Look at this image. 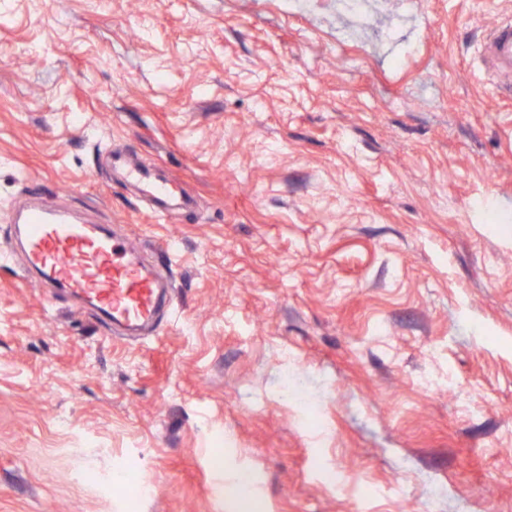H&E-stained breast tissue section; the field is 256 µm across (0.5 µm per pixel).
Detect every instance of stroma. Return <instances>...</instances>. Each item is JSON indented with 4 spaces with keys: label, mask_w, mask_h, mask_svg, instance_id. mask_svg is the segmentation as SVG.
Returning a JSON list of instances; mask_svg holds the SVG:
<instances>
[{
    "label": "stroma",
    "mask_w": 512,
    "mask_h": 512,
    "mask_svg": "<svg viewBox=\"0 0 512 512\" xmlns=\"http://www.w3.org/2000/svg\"><path fill=\"white\" fill-rule=\"evenodd\" d=\"M347 2L0 0V512H512V0ZM33 190L135 237L171 316L24 276ZM487 53L493 60L500 59L503 63L512 65V20L501 21L497 24ZM112 165L120 172L124 184L133 187L141 198L148 201L153 213L160 218L170 217V209L187 210L195 205V199L174 176L156 177L142 165L121 154L112 156Z\"/></svg>",
    "instance_id": "1"
}]
</instances>
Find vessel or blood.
Wrapping results in <instances>:
<instances>
[{
    "mask_svg": "<svg viewBox=\"0 0 512 512\" xmlns=\"http://www.w3.org/2000/svg\"><path fill=\"white\" fill-rule=\"evenodd\" d=\"M487 53L512 65L511 19L497 24ZM112 165L160 218L195 205L176 177H156L120 154L113 155ZM12 220L22 226L26 272L36 274L46 287L68 291L83 311L115 326L137 329L156 322L169 290L157 273H144L135 264V240L116 237L111 229L49 206L36 195Z\"/></svg>",
    "mask_w": 512,
    "mask_h": 512,
    "instance_id": "b4317fda",
    "label": "vessel or blood"
}]
</instances>
